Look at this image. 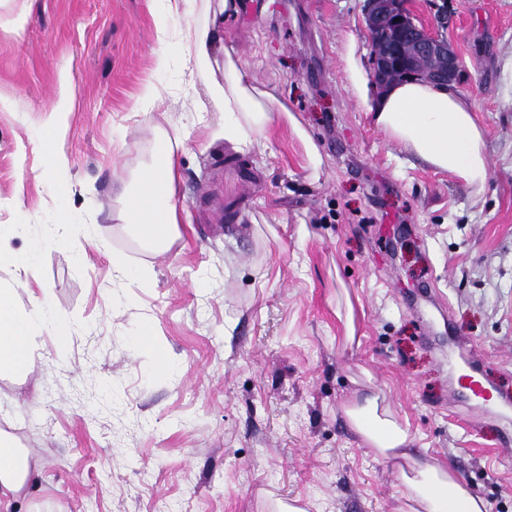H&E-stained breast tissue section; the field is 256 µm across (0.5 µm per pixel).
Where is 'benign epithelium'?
Listing matches in <instances>:
<instances>
[{
	"mask_svg": "<svg viewBox=\"0 0 512 512\" xmlns=\"http://www.w3.org/2000/svg\"><path fill=\"white\" fill-rule=\"evenodd\" d=\"M365 22L372 54L371 77L378 89L388 87L396 73L442 85L456 80L460 57L443 35L448 15L440 13L425 24L413 13L410 0H366ZM408 42L416 44L417 55H406ZM428 58H437L442 65L429 68L424 65Z\"/></svg>",
	"mask_w": 512,
	"mask_h": 512,
	"instance_id": "obj_1",
	"label": "benign epithelium"
}]
</instances>
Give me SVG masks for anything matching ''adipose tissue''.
Here are the masks:
<instances>
[{
	"mask_svg": "<svg viewBox=\"0 0 512 512\" xmlns=\"http://www.w3.org/2000/svg\"><path fill=\"white\" fill-rule=\"evenodd\" d=\"M192 72L204 81L213 105L224 114V138L249 151L255 133L271 121L276 100L243 79L232 55L217 59L220 27L210 22L187 25ZM223 79H216V68ZM375 127L398 141L428 166L468 184H483L487 158L474 103L451 87L424 81L393 83L367 108ZM138 192L126 195L124 219L149 249L163 251L180 230L170 199L174 192L172 139L163 136L153 162L142 170ZM43 318L19 305L16 291L0 287V378L24 374L35 358ZM349 429L387 460H405L401 473L403 512H488L486 501L473 493L450 466L415 457L407 428L382 407L378 396L366 395L343 409ZM32 479L30 459L9 433L0 430V512L10 506Z\"/></svg>",
	"mask_w": 512,
	"mask_h": 512,
	"instance_id": "adipose-tissue-1",
	"label": "adipose tissue"
}]
</instances>
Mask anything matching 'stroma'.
Listing matches in <instances>:
<instances>
[{
	"mask_svg": "<svg viewBox=\"0 0 512 512\" xmlns=\"http://www.w3.org/2000/svg\"><path fill=\"white\" fill-rule=\"evenodd\" d=\"M435 3L477 107L480 187L372 125L350 70L371 74L364 0H238L224 45L283 106L246 153L189 81L177 30L201 8L0 0V226L19 227L0 285L47 317L39 358L0 378V429L36 464L15 512H401L395 462L342 412L371 391L489 512H512V419L455 399L471 357L512 399V0L420 15ZM177 131L181 236L158 254L120 193Z\"/></svg>",
	"mask_w": 512,
	"mask_h": 512,
	"instance_id": "stroma-1",
	"label": "stroma"
}]
</instances>
